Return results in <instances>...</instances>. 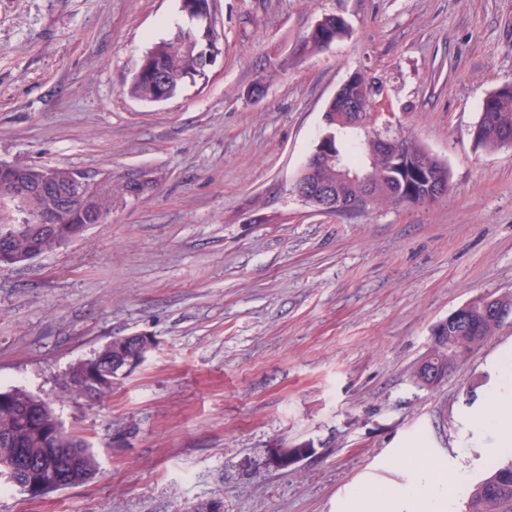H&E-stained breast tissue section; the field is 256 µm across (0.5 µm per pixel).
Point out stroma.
I'll use <instances>...</instances> for the list:
<instances>
[{
	"instance_id": "obj_1",
	"label": "stroma",
	"mask_w": 512,
	"mask_h": 512,
	"mask_svg": "<svg viewBox=\"0 0 512 512\" xmlns=\"http://www.w3.org/2000/svg\"><path fill=\"white\" fill-rule=\"evenodd\" d=\"M222 53L161 102L129 96L179 0H0V161L143 177L105 223L0 269V385L50 401L98 470L0 512H343L424 483L414 455L470 489L500 457L469 432L470 386L497 381L506 321L432 389L409 373L432 328L512 294V148L470 135L512 82V0H213ZM349 36L297 44L324 16ZM378 78L393 125L443 160L435 205L321 214L293 184L348 75ZM263 94L252 95L256 78ZM156 347L110 398L64 378L115 336ZM271 448H308L280 470Z\"/></svg>"
}]
</instances>
